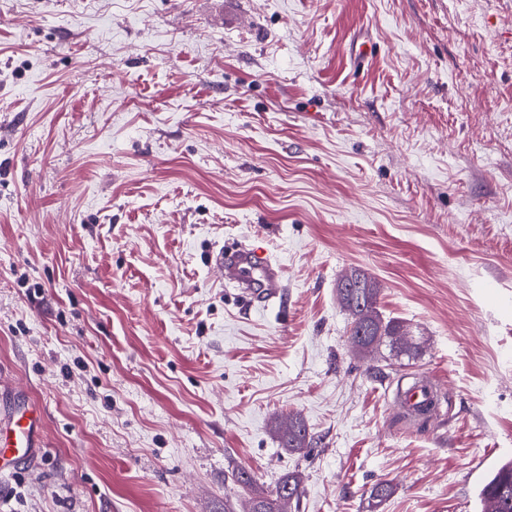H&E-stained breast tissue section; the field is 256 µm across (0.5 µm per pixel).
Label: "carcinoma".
I'll return each instance as SVG.
<instances>
[{"mask_svg": "<svg viewBox=\"0 0 512 512\" xmlns=\"http://www.w3.org/2000/svg\"><path fill=\"white\" fill-rule=\"evenodd\" d=\"M379 283L367 273L357 269L352 278L341 276L336 284V295L341 306L351 318L349 335L362 351H373L383 345L401 354L413 351L411 345L396 344V337L407 334L403 322L384 319L377 308ZM282 447L294 453L312 450L314 438L304 421L297 415L274 426ZM231 479L249 491V512H283V506L299 501L303 492V477L294 472L286 475L275 490L269 492L258 486L253 477L243 469L231 472ZM392 495V486L379 481L368 490L369 507L377 508ZM482 512H512V461L499 466L480 489Z\"/></svg>", "mask_w": 512, "mask_h": 512, "instance_id": "1", "label": "carcinoma"}]
</instances>
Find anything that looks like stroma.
<instances>
[{"label": "stroma", "mask_w": 512, "mask_h": 512, "mask_svg": "<svg viewBox=\"0 0 512 512\" xmlns=\"http://www.w3.org/2000/svg\"><path fill=\"white\" fill-rule=\"evenodd\" d=\"M237 240L281 303L210 271ZM352 269L415 354L353 350ZM24 403L44 446L0 459V512H246L236 468L302 473L296 512L380 480L378 512H480L512 460V0H0V417ZM401 405L411 416L418 415L420 409L429 408L430 413L436 405V384L430 377L424 376L410 385L401 396ZM274 431L283 448L294 453H309L314 444L304 421L297 415L288 417V421L276 422Z\"/></svg>", "instance_id": "obj_1"}]
</instances>
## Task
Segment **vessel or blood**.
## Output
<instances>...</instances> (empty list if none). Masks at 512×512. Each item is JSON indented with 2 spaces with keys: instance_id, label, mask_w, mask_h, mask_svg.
Listing matches in <instances>:
<instances>
[{
  "instance_id": "1",
  "label": "vessel or blood",
  "mask_w": 512,
  "mask_h": 512,
  "mask_svg": "<svg viewBox=\"0 0 512 512\" xmlns=\"http://www.w3.org/2000/svg\"><path fill=\"white\" fill-rule=\"evenodd\" d=\"M211 265L219 274L228 275L241 284L247 293L262 294L265 301L280 298L283 288L280 265L265 254L240 247L230 252H216ZM401 404L409 415H417L424 408L436 405V384L430 377H422L410 385L401 396ZM42 422L38 409L12 414L0 425V447L10 455L25 459L37 448V437Z\"/></svg>"
}]
</instances>
